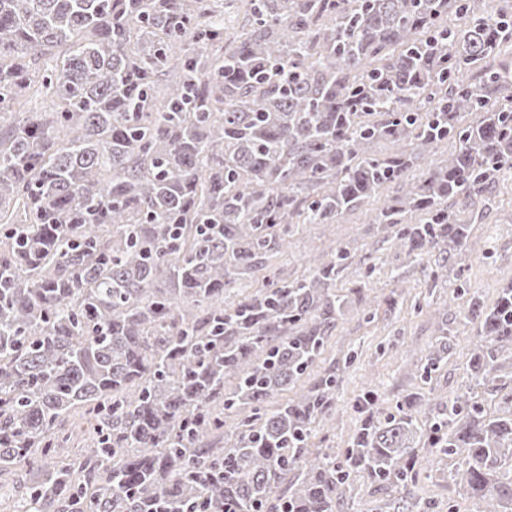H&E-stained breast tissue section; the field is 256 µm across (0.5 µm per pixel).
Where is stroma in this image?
<instances>
[{"label":"stroma","instance_id":"35a3bbf8","mask_svg":"<svg viewBox=\"0 0 512 512\" xmlns=\"http://www.w3.org/2000/svg\"><path fill=\"white\" fill-rule=\"evenodd\" d=\"M389 187L362 209L333 224L292 227L286 251L258 268L252 281L279 274L301 277L326 255L349 246L351 256L340 289H355L344 315L337 317L325 350L288 397L306 391L320 376L335 374L336 415L314 432L312 446L343 458L363 420L360 400L365 390L378 397L383 411H392L421 395L422 421H430L456 395L465 392L470 374L472 326L464 316L471 298L493 307L503 288L512 285V169L482 195L458 196L454 208L472 226L465 250L450 261L456 275L437 276L446 248L429 250L422 259L408 258L392 238L384 237L371 215L396 197ZM442 349L443 362L425 373L429 351ZM460 455L437 457L417 448L416 481L386 488L362 477L351 478L335 512H401L418 500L427 512H481L482 501L459 494L448 479Z\"/></svg>","mask_w":512,"mask_h":512}]
</instances>
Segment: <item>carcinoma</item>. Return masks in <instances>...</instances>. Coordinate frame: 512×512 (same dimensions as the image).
I'll list each match as a JSON object with an SVG mask.
<instances>
[{
	"label": "carcinoma",
	"mask_w": 512,
	"mask_h": 512,
	"mask_svg": "<svg viewBox=\"0 0 512 512\" xmlns=\"http://www.w3.org/2000/svg\"><path fill=\"white\" fill-rule=\"evenodd\" d=\"M247 15L228 43L207 0H0V472L58 460L8 507L334 512L351 473L416 478L421 442L466 449L451 480L512 512V355L488 347L512 346V287L468 307L471 385L448 414L425 426L420 398L382 413L369 395L338 464L308 448L336 377L274 400L358 292L336 294L350 250L250 281L289 225L334 224L391 185L372 223L407 256L464 250L448 201L512 167V67L492 64L512 16L487 0H247ZM383 138L403 146L372 153ZM490 383L498 415L470 392ZM456 147L454 143H442L431 150L429 153L425 155V158L417 163L410 171L408 172V177L414 182L423 180L426 178L429 171L440 165L443 160H445L450 154L454 153Z\"/></svg>",
	"instance_id": "cac0c4a2"
}]
</instances>
